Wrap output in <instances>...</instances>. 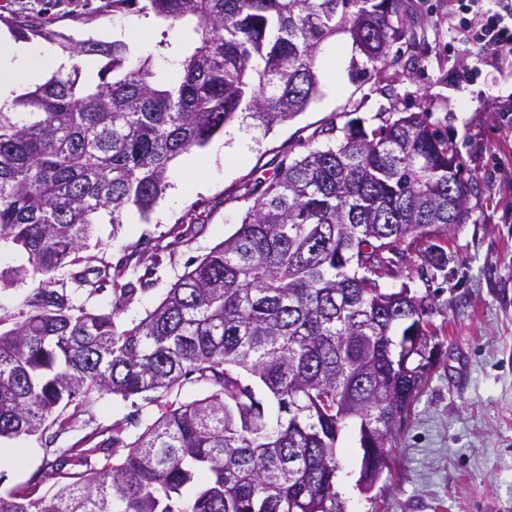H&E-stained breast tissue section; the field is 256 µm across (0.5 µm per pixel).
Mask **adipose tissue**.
<instances>
[{
	"mask_svg": "<svg viewBox=\"0 0 512 512\" xmlns=\"http://www.w3.org/2000/svg\"><path fill=\"white\" fill-rule=\"evenodd\" d=\"M67 57L49 45H32L0 35V106L10 103L24 83L37 81L43 68L68 66Z\"/></svg>",
	"mask_w": 512,
	"mask_h": 512,
	"instance_id": "1",
	"label": "adipose tissue"
}]
</instances>
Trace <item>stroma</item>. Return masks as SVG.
Masks as SVG:
<instances>
[{
  "label": "stroma",
  "instance_id": "obj_1",
  "mask_svg": "<svg viewBox=\"0 0 512 512\" xmlns=\"http://www.w3.org/2000/svg\"><path fill=\"white\" fill-rule=\"evenodd\" d=\"M414 30L423 42V67L396 66L381 76L351 81L341 62L335 86L321 84L305 112L262 131L236 122L225 125L209 145L213 156L206 190L178 194L168 187L149 217L136 209L123 216L120 228L95 227L97 253L116 264L140 251L139 265L124 278H145L117 322L127 326L144 318L188 269L241 222L249 203L238 186L272 175L283 156L304 155L325 140L311 133L327 119L338 124L361 120L378 125L380 113L418 111L429 105L434 120H447L448 135L477 178L480 196L471 219L452 226L394 267L380 285L386 291L408 286L430 308L428 320L440 350L425 388L390 445V471L368 491L357 485L361 451L353 435L340 441L341 470L336 488L346 512H512V74L487 62L477 47L465 43L448 26V0H409ZM23 12L51 21L53 29L83 40L104 39L106 30L124 29L132 13L113 14L108 0H0V13ZM393 95H385V86ZM469 93L461 101V93ZM246 155L233 168L214 157L215 147ZM207 218L197 235L181 238L191 214ZM442 248L447 266L434 278L422 277L421 254ZM158 409L143 397L94 395L79 405L70 426L59 428L54 445L40 436L0 439V448L18 452L16 464L0 468V490L39 498L52 488L49 465L54 448H66L88 435L110 437L123 427L132 442Z\"/></svg>",
  "mask_w": 512,
  "mask_h": 512
}]
</instances>
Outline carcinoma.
Listing matches in <instances>:
<instances>
[{
  "mask_svg": "<svg viewBox=\"0 0 512 512\" xmlns=\"http://www.w3.org/2000/svg\"><path fill=\"white\" fill-rule=\"evenodd\" d=\"M112 14L188 31L180 70L158 79L152 57L129 63L123 39L70 38L40 17L0 16L17 39L59 38L72 59L0 107V245L27 264L0 286L42 285L0 304V438L47 435L94 393L143 395L159 416L132 442L57 449L53 493L0 492V512H345L337 444L354 428L359 484L389 468L388 443L433 367L425 300L379 279L418 242L472 215L478 183L432 112L395 109L366 128L330 119V142L281 159L239 186L251 201L239 227L191 264L139 322L120 326L127 282L111 308L75 306L51 288L62 270L98 294L111 263L87 253L101 211L149 214L169 163L241 120L265 131L304 112L319 91L315 59L338 34L352 40L354 80L388 64L415 69L407 0H110ZM103 62L81 82V60ZM203 383L209 393L170 401ZM123 447L114 465L98 454Z\"/></svg>",
  "mask_w": 512,
  "mask_h": 512,
  "instance_id": "carcinoma-1",
  "label": "carcinoma"
}]
</instances>
